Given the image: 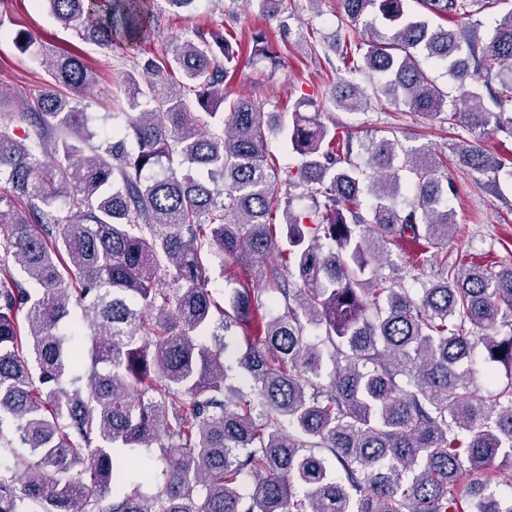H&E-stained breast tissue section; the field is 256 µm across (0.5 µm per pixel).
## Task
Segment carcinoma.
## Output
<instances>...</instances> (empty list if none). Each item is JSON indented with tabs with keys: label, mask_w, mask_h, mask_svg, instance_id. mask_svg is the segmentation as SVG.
I'll return each mask as SVG.
<instances>
[{
	"label": "carcinoma",
	"mask_w": 512,
	"mask_h": 512,
	"mask_svg": "<svg viewBox=\"0 0 512 512\" xmlns=\"http://www.w3.org/2000/svg\"><path fill=\"white\" fill-rule=\"evenodd\" d=\"M406 2L339 0L342 21L369 16L391 35L365 51L328 46L346 73L333 104L402 95L468 133L451 150L496 192L512 158L484 143L512 138V8L481 42L469 0H420L456 29ZM45 4L103 47L156 25L155 0ZM249 44L279 61L265 32ZM238 58L213 30L124 74L125 120L98 144L95 74L73 53L42 58L70 96L49 89L0 115L27 127L0 131V421L32 457L0 462V512H99L108 495L109 512H512L492 490L512 486L498 465L512 460V385L485 395L459 371L478 354L512 368V266L444 258L416 290L364 277L387 244L419 257L448 244L446 156L342 132L297 102L287 129L302 164L280 179L260 102L224 95ZM429 65L448 71L460 107ZM296 188L310 208L293 209ZM211 257L242 271L222 308ZM232 346L247 390L230 383ZM155 446L160 471L144 455ZM135 479L158 489L129 494Z\"/></svg>",
	"instance_id": "obj_1"
}]
</instances>
